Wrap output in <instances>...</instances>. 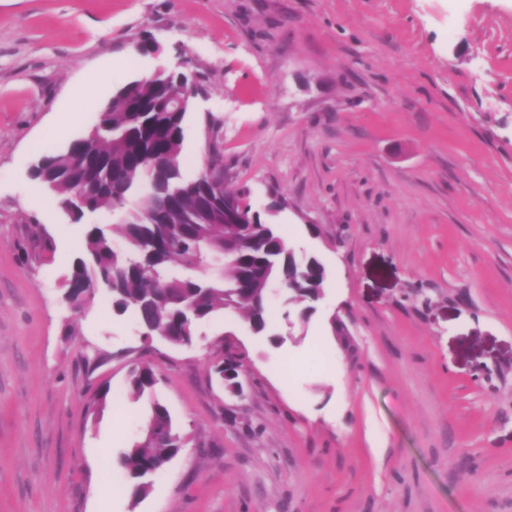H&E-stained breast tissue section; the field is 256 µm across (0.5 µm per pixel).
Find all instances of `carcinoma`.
<instances>
[{
	"label": "carcinoma",
	"instance_id": "carcinoma-1",
	"mask_svg": "<svg viewBox=\"0 0 512 512\" xmlns=\"http://www.w3.org/2000/svg\"><path fill=\"white\" fill-rule=\"evenodd\" d=\"M178 82V77L164 75L152 84L133 79L120 86L97 115L96 135L85 134L63 150L46 155L45 166L36 177L61 206L72 202L77 187L71 178L76 158L91 152L108 157L109 167L90 174L97 184L90 203L98 210H123L124 221L118 226L123 247L114 248L102 230L88 227L83 250L73 261L64 287L75 280L112 282L122 309L131 310L139 323L166 329L175 345L194 336L193 328L175 317L184 303L194 304L203 320L226 309L241 311L262 331L267 324L262 299L272 280L291 288L299 300L313 302L325 279V268L318 260L299 263L288 254L283 235L259 242L244 233L240 224L214 220L203 204L204 197L194 198L190 190L182 200L164 204L171 187L182 181L186 113L170 112L166 103ZM147 154L169 161L168 180L157 188L143 179L141 159ZM214 251L221 258L206 277L174 272L177 267H202ZM157 383L149 365L136 366L129 373L131 391L139 397ZM183 439L167 407L152 401L148 432L119 456L133 502L150 493L159 466L183 447Z\"/></svg>",
	"mask_w": 512,
	"mask_h": 512
}]
</instances>
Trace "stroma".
Returning a JSON list of instances; mask_svg holds the SVG:
<instances>
[{
    "instance_id": "1",
    "label": "stroma",
    "mask_w": 512,
    "mask_h": 512,
    "mask_svg": "<svg viewBox=\"0 0 512 512\" xmlns=\"http://www.w3.org/2000/svg\"><path fill=\"white\" fill-rule=\"evenodd\" d=\"M182 58V174L217 153L281 202L328 271L308 320L276 300L266 335L227 312L174 347L62 300L120 215L70 223L29 168ZM155 398L188 442L136 503L117 456ZM0 512H512V0H0ZM229 337L226 338V342L228 344V349L226 356L224 357V362H222L221 367L224 365V371L221 373V380L224 384L225 390L229 393L237 396H241L243 394V386L240 381V375L243 372V358H241L237 351L235 350V346L231 342V334H228ZM221 367L219 368V372L221 371ZM157 383L158 377L150 365L136 366L129 373L131 391L138 397L151 392Z\"/></svg>"
}]
</instances>
